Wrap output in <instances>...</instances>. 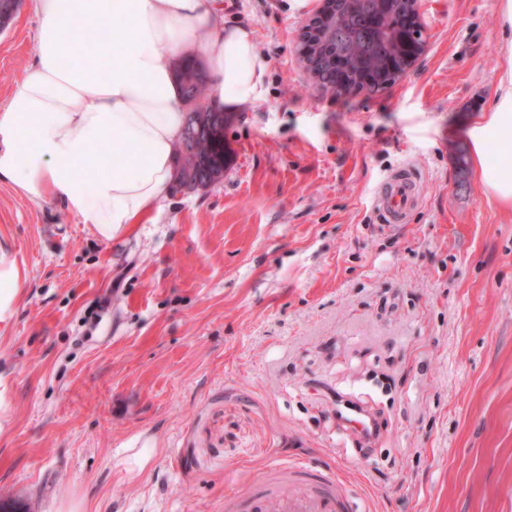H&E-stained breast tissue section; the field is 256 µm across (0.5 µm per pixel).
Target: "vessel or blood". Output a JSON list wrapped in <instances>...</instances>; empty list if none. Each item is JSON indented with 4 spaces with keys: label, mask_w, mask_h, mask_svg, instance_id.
Masks as SVG:
<instances>
[{
    "label": "vessel or blood",
    "mask_w": 512,
    "mask_h": 512,
    "mask_svg": "<svg viewBox=\"0 0 512 512\" xmlns=\"http://www.w3.org/2000/svg\"><path fill=\"white\" fill-rule=\"evenodd\" d=\"M420 197V182L414 169L402 166L380 184L375 206L389 224L404 223ZM226 512H347L344 498L336 491L335 477L316 474L297 466L284 482L271 485L264 493L238 502L224 499Z\"/></svg>",
    "instance_id": "obj_1"
}]
</instances>
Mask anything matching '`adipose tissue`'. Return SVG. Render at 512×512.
Wrapping results in <instances>:
<instances>
[{"instance_id":"ef3b65f1","label":"adipose tissue","mask_w":512,"mask_h":512,"mask_svg":"<svg viewBox=\"0 0 512 512\" xmlns=\"http://www.w3.org/2000/svg\"><path fill=\"white\" fill-rule=\"evenodd\" d=\"M32 66L0 107V182L33 203L58 200L101 237L151 220L168 198L186 103L172 62L205 63L209 107L235 112L264 96L267 61L252 28L224 20V0H36ZM101 37L62 65L67 37ZM475 160L490 143L502 169L488 195L512 204V65L471 132ZM108 148L122 162L100 160Z\"/></svg>"}]
</instances>
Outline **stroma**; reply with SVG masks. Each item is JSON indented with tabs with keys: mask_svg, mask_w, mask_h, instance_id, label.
I'll return each mask as SVG.
<instances>
[{
	"mask_svg": "<svg viewBox=\"0 0 512 512\" xmlns=\"http://www.w3.org/2000/svg\"><path fill=\"white\" fill-rule=\"evenodd\" d=\"M499 0H422L424 54L337 95L298 58L306 9L224 0L268 71L231 161L105 239L0 183L21 288L0 317V499L26 512H224L270 466L333 474L352 512H512V207L456 148L508 54ZM35 0L0 33V106L34 61ZM422 189L378 223L381 180ZM98 320H90V313ZM381 426L373 448L334 415ZM420 182L414 169L401 166L380 184L375 207L386 224H402L420 197Z\"/></svg>",
	"mask_w": 512,
	"mask_h": 512,
	"instance_id": "35a3bbf8",
	"label": "stroma"
}]
</instances>
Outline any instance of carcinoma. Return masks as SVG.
Returning a JSON list of instances; mask_svg holds the SVG:
<instances>
[{"label":"carcinoma","instance_id":"carcinoma-1","mask_svg":"<svg viewBox=\"0 0 512 512\" xmlns=\"http://www.w3.org/2000/svg\"><path fill=\"white\" fill-rule=\"evenodd\" d=\"M401 0H353L331 15L326 23V42L336 64L322 68L317 79L326 91L336 92L338 77L369 76L382 89L401 76L394 67L405 39H422L420 27L399 7ZM174 72L188 103L177 156L188 153L193 160L190 189H206L224 174L229 151L224 141L227 117L218 115L199 124L193 114L208 110V72L204 63L190 53L174 62Z\"/></svg>","mask_w":512,"mask_h":512}]
</instances>
